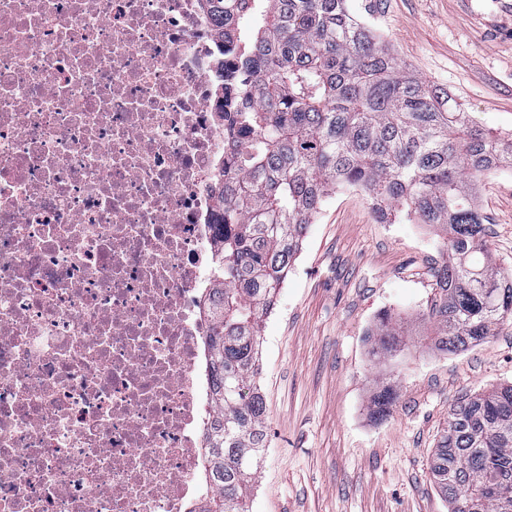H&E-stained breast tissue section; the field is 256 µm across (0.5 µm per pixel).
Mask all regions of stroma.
Instances as JSON below:
<instances>
[{"label":"stroma","instance_id":"1","mask_svg":"<svg viewBox=\"0 0 512 512\" xmlns=\"http://www.w3.org/2000/svg\"><path fill=\"white\" fill-rule=\"evenodd\" d=\"M504 0H349L407 73L453 93L490 134L512 133V15ZM477 206L489 253L512 273V169L485 175ZM438 232L378 223L364 192L325 198L262 327L259 382L268 442L251 512H449L430 461L460 397L512 383V324L440 355L414 326L435 293ZM410 319L406 352L385 371L368 358L379 314ZM399 399L370 417L376 388Z\"/></svg>","mask_w":512,"mask_h":512}]
</instances>
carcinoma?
I'll return each instance as SVG.
<instances>
[{"mask_svg": "<svg viewBox=\"0 0 512 512\" xmlns=\"http://www.w3.org/2000/svg\"><path fill=\"white\" fill-rule=\"evenodd\" d=\"M237 73L224 117V176L215 197L222 250L207 304L211 377L202 512H249L267 443L255 383L264 317L325 196L365 192L380 224L401 216L441 232L436 293L420 321L432 349L464 352L512 322V277L494 267L468 183L512 165V135L491 137L450 92L409 75L347 0H205ZM403 321L368 334L373 366L404 352ZM381 384L369 414L391 413ZM451 512H512V385L467 394L448 412L430 463Z\"/></svg>", "mask_w": 512, "mask_h": 512, "instance_id": "carcinoma-1", "label": "carcinoma"}]
</instances>
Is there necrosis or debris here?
<instances>
[{"label":"necrosis or debris","mask_w":512,"mask_h":512,"mask_svg":"<svg viewBox=\"0 0 512 512\" xmlns=\"http://www.w3.org/2000/svg\"><path fill=\"white\" fill-rule=\"evenodd\" d=\"M232 80L204 0H0V512L207 498Z\"/></svg>","instance_id":"1"}]
</instances>
